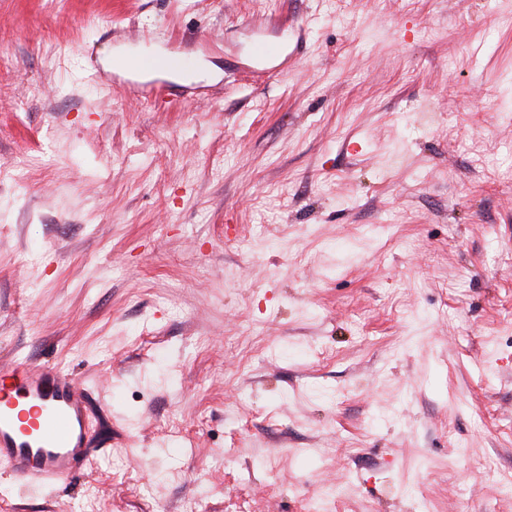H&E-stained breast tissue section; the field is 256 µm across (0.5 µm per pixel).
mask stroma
<instances>
[{
  "instance_id": "stroma-1",
  "label": "stroma",
  "mask_w": 512,
  "mask_h": 512,
  "mask_svg": "<svg viewBox=\"0 0 512 512\" xmlns=\"http://www.w3.org/2000/svg\"><path fill=\"white\" fill-rule=\"evenodd\" d=\"M19 360L99 449L0 512H512V0H0Z\"/></svg>"
}]
</instances>
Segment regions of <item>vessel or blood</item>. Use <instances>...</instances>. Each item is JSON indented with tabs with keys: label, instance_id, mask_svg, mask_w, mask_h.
<instances>
[{
	"label": "vessel or blood",
	"instance_id": "1",
	"mask_svg": "<svg viewBox=\"0 0 512 512\" xmlns=\"http://www.w3.org/2000/svg\"><path fill=\"white\" fill-rule=\"evenodd\" d=\"M93 413L80 380L55 365H0V462L31 485L74 475L93 445Z\"/></svg>",
	"mask_w": 512,
	"mask_h": 512
}]
</instances>
